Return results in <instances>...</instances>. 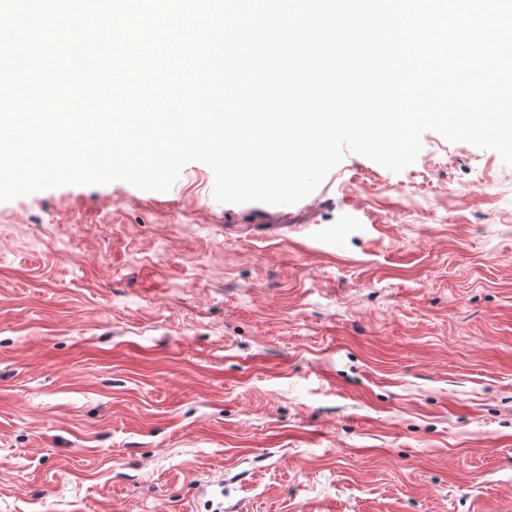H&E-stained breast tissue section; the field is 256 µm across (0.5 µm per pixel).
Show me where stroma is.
Returning a JSON list of instances; mask_svg holds the SVG:
<instances>
[{
	"label": "stroma",
	"instance_id": "obj_1",
	"mask_svg": "<svg viewBox=\"0 0 512 512\" xmlns=\"http://www.w3.org/2000/svg\"><path fill=\"white\" fill-rule=\"evenodd\" d=\"M213 187L0 202V512H512V165Z\"/></svg>",
	"mask_w": 512,
	"mask_h": 512
}]
</instances>
